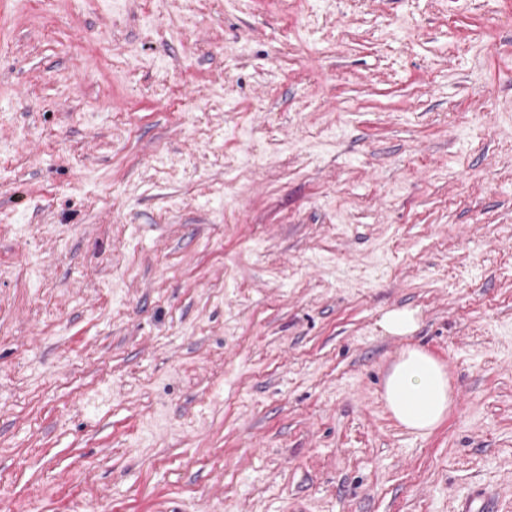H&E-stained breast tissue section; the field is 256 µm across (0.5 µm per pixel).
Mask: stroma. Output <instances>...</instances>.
Here are the masks:
<instances>
[{"mask_svg": "<svg viewBox=\"0 0 512 512\" xmlns=\"http://www.w3.org/2000/svg\"><path fill=\"white\" fill-rule=\"evenodd\" d=\"M479 490L512 512V0H0V512ZM416 324L417 319L415 311L407 309L389 312L382 320L384 330L399 336H403L414 331ZM383 400L403 428L423 435L436 429L455 403L446 367L419 346L402 349L392 362Z\"/></svg>", "mask_w": 512, "mask_h": 512, "instance_id": "obj_1", "label": "stroma"}]
</instances>
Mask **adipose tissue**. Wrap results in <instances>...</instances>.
<instances>
[{"label": "adipose tissue", "mask_w": 512, "mask_h": 512, "mask_svg": "<svg viewBox=\"0 0 512 512\" xmlns=\"http://www.w3.org/2000/svg\"><path fill=\"white\" fill-rule=\"evenodd\" d=\"M383 400L403 428L423 435L436 429L455 403L444 364L419 346L402 349L392 362Z\"/></svg>", "instance_id": "1"}]
</instances>
